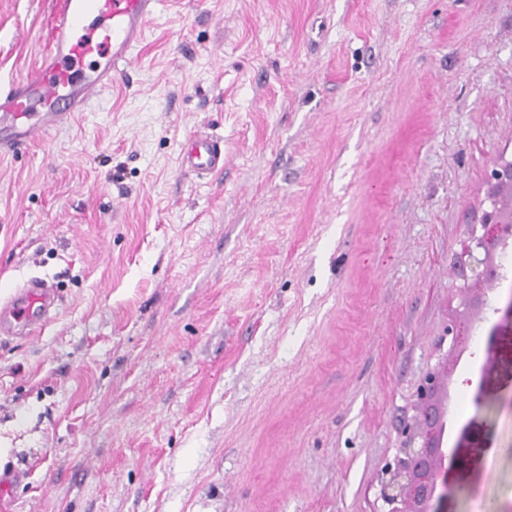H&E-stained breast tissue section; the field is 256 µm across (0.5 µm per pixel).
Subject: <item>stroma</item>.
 I'll return each mask as SVG.
<instances>
[{
    "mask_svg": "<svg viewBox=\"0 0 512 512\" xmlns=\"http://www.w3.org/2000/svg\"><path fill=\"white\" fill-rule=\"evenodd\" d=\"M49 0H0V84ZM193 133L224 172L184 173ZM512 159V0H166L126 84L0 158L5 512H374L437 363L454 264ZM452 376L442 512L512 507V368L472 396L512 274ZM58 295L47 279L29 277L0 303V332L21 331L24 335L41 329L57 310Z\"/></svg>",
    "mask_w": 512,
    "mask_h": 512,
    "instance_id": "35a3bbf8",
    "label": "stroma"
}]
</instances>
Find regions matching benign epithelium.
<instances>
[{"mask_svg":"<svg viewBox=\"0 0 512 512\" xmlns=\"http://www.w3.org/2000/svg\"><path fill=\"white\" fill-rule=\"evenodd\" d=\"M486 182L492 209L483 213L479 224L470 225L456 257L460 310L448 324V352L418 388L417 417L405 427V440L382 469L376 512H440L437 503L455 492V487L439 482L459 460L458 449L448 447L449 385L454 366L467 346L468 337L462 331L465 320L483 313L488 304L485 286L501 278L496 254L512 230V201L500 204L496 196L504 188L512 189V160L500 159ZM502 360L491 335L481 379L490 378Z\"/></svg>","mask_w":512,"mask_h":512,"instance_id":"benign-epithelium-1","label":"benign epithelium"}]
</instances>
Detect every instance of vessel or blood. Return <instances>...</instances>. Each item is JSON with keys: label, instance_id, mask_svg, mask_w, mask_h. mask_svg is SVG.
I'll return each instance as SVG.
<instances>
[{"label": "vessel or blood", "instance_id": "b4317fda", "mask_svg": "<svg viewBox=\"0 0 512 512\" xmlns=\"http://www.w3.org/2000/svg\"><path fill=\"white\" fill-rule=\"evenodd\" d=\"M160 5L161 0H51L42 20L40 64L0 90V155L18 153L69 126L97 94L126 78ZM181 166L211 178L223 172L224 152L218 141L192 135L182 148ZM57 306L53 284L29 277L0 302V332L37 331Z\"/></svg>", "mask_w": 512, "mask_h": 512}]
</instances>
